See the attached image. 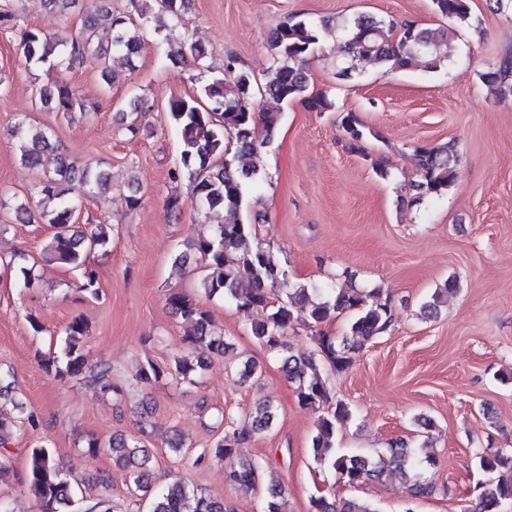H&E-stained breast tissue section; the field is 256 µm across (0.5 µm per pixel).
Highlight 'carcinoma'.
<instances>
[{
	"mask_svg": "<svg viewBox=\"0 0 512 512\" xmlns=\"http://www.w3.org/2000/svg\"><path fill=\"white\" fill-rule=\"evenodd\" d=\"M431 2L436 14L469 23L467 0ZM158 3L172 26H177L187 0H158ZM103 21L112 29V42L110 47L99 49L102 75H108L117 60L133 67L140 32L148 22L147 12L139 9L133 15H117L106 4L99 16L85 20L78 35L61 40L27 29L20 48L30 63L51 68L69 64L93 47L96 30ZM326 27L324 20H290L271 30L267 43L273 65L263 87L264 95L277 103L300 101L316 112L332 107L328 93L309 91L305 66ZM340 39L345 61L336 70V80L341 83L359 78L360 71L356 67L359 59L373 60L390 70L436 71L448 64L452 50L446 28L429 29L413 21L399 22L370 14H358L343 22ZM226 69L235 72L232 88H227L223 79L216 78L201 88L200 96L169 102L171 119L182 144L177 165L171 171L172 179L188 176L191 201L207 210L222 209L228 216L224 223L217 225L213 236H200L190 247L200 267L210 269L201 275L198 287L207 297L222 295L246 313L271 308L263 322L251 326V332L259 344L280 356L283 371L296 385L299 403L313 410L322 409L312 439L315 462L331 464L339 480L351 487L368 482L383 483L397 476L408 484L411 496H428L434 493V485L425 471L436 463V457L428 451L429 442L415 448L404 440L393 441L378 458L348 455L336 448L337 427L350 419L351 410L343 401L333 400L325 369H349L367 342L390 329L394 319L391 299L381 288L364 291L356 287L354 274L346 270L341 276L349 287L339 290L331 283L316 286L289 282L288 270L270 244L260 239L256 225L239 220L245 197L263 184L265 172L261 155L275 137L281 113L255 111L251 75L236 70L232 59L228 60ZM480 81L499 97L512 95V57L507 55L481 72ZM35 97L58 112L85 110L84 99L67 85L53 90L40 89ZM340 125L346 133L349 149L362 151L367 127L358 116L348 112L341 117ZM259 129L264 132L261 138L257 134ZM14 136L20 159L43 173L45 181L41 192L54 200L52 208L42 215L54 229L45 249L48 259L80 270L81 291L92 298L99 297L96 273L86 261L90 253L105 248L110 237L102 224L90 230L76 225L78 205L70 191L76 185L78 192L86 196L104 192L109 187V175L98 168L77 166L58 151L46 133L41 131L29 136L22 121L15 126ZM455 157L456 147L452 141L416 147L412 160L418 180L411 184L414 194L408 204L439 196L447 190L453 178ZM188 253L176 254L173 265L185 266ZM244 280L249 284L246 289L240 287ZM454 291V280L445 288L437 289L431 300L422 306L424 317H437L444 296ZM167 304L190 326L184 337L188 352L174 357L170 374L180 382L192 383L202 369L204 355L224 354L232 343L216 327L209 311L195 299L172 292ZM296 310L305 313L310 327L327 323L336 314L347 311L354 313V318L345 336L338 338L319 332L311 336L312 349L293 353L288 335L298 324ZM87 332L84 320L73 318L65 329L62 354L47 359L45 368L55 371L61 378L81 376L108 392L112 390L110 368H85L82 348ZM275 416L273 405L258 403L245 425L225 428L224 435L215 442L214 454L224 460L225 478L232 487L245 492L256 488L263 463L242 459L241 449L250 444L254 435L269 429ZM137 431L138 435L132 438H112L108 449L113 463L127 471L136 490L151 497L150 512H233L224 507L222 501L190 492L180 479L162 489L153 488L150 451L143 443L152 440L156 430L151 421L142 416ZM478 459L480 469L488 478L476 485L475 506L470 512H495L500 500L512 498V449H490ZM24 483L40 502L42 512H58L59 506H73L74 491L61 476L53 452L46 446L31 450ZM286 496L285 486H268L265 512H288ZM311 507L312 512H378L366 500L354 498L336 502L323 495L313 497Z\"/></svg>",
	"mask_w": 512,
	"mask_h": 512,
	"instance_id": "1",
	"label": "carcinoma"
}]
</instances>
